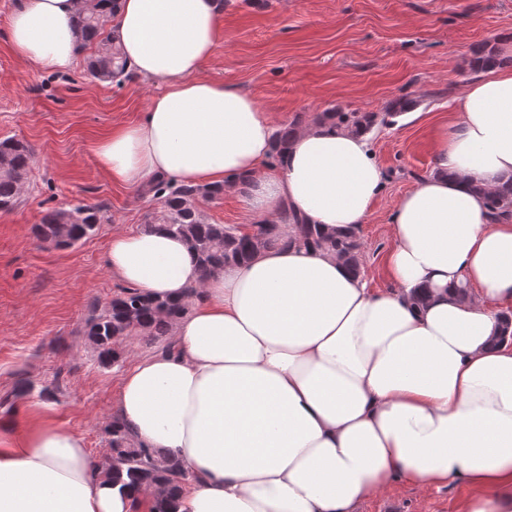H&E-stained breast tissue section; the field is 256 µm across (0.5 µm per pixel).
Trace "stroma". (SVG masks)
<instances>
[{
  "label": "stroma",
  "mask_w": 512,
  "mask_h": 512,
  "mask_svg": "<svg viewBox=\"0 0 512 512\" xmlns=\"http://www.w3.org/2000/svg\"><path fill=\"white\" fill-rule=\"evenodd\" d=\"M14 6L0 0V140L28 144L32 158L21 204L0 211V437L19 441L24 410L35 406L83 435L98 462L109 453L105 427L123 370L94 361L84 327L94 304L124 289L105 265L112 234L147 230L161 208L144 190L113 184L92 145L113 124L140 118L158 88L138 76L92 77L87 48L70 72L36 69L10 47ZM217 24L202 76L252 93L276 125L415 100L414 116L370 135L388 181L358 236L370 287L388 288L382 260L395 203L434 171L431 128L477 77L474 50L512 41V0H224ZM80 202L101 209L95 233L68 248L37 240L47 210ZM197 207L212 224L254 222L233 193ZM46 387L55 398L42 397ZM466 493L460 484L398 482L358 512H456Z\"/></svg>",
  "instance_id": "obj_1"
}]
</instances>
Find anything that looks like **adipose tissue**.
I'll return each mask as SVG.
<instances>
[{
	"instance_id": "adipose-tissue-1",
	"label": "adipose tissue",
	"mask_w": 512,
	"mask_h": 512,
	"mask_svg": "<svg viewBox=\"0 0 512 512\" xmlns=\"http://www.w3.org/2000/svg\"><path fill=\"white\" fill-rule=\"evenodd\" d=\"M79 0H17L9 41L65 73ZM223 0H120L112 37L159 85L141 119L93 145L113 182L221 187L262 216L360 226L387 176L366 134L305 124L271 164L275 122L253 94L204 78ZM436 174L397 202L384 258L394 290L368 288L330 251L260 250L203 274L181 238L117 232L106 266L130 288L202 296L173 348L121 376L115 413L136 441L192 475L175 512H356L392 483L471 487L457 512H512V218L476 195L512 179V67L482 69L433 130ZM475 291L460 302L459 284ZM0 443V512H148L93 474L81 434L38 411Z\"/></svg>"
}]
</instances>
